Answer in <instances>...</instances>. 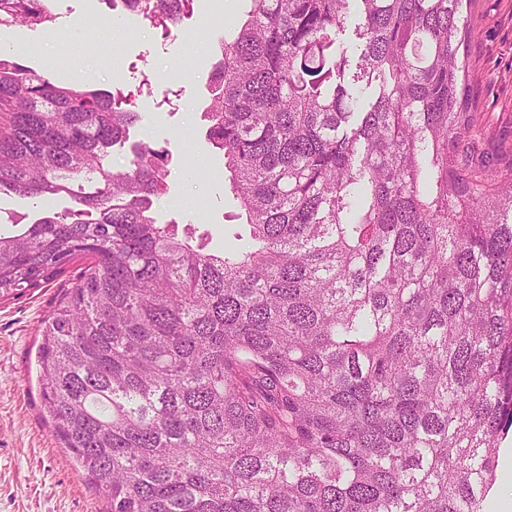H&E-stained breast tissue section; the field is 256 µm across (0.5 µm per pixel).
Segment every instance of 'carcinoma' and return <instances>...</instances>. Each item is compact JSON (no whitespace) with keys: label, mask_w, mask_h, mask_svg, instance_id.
Listing matches in <instances>:
<instances>
[{"label":"carcinoma","mask_w":512,"mask_h":512,"mask_svg":"<svg viewBox=\"0 0 512 512\" xmlns=\"http://www.w3.org/2000/svg\"><path fill=\"white\" fill-rule=\"evenodd\" d=\"M169 32L193 0H122ZM468 0H250L204 113L248 226L159 224L139 115L0 54V298L88 261L38 351L107 512H486L512 431V155L467 96ZM357 5L359 54L345 41ZM0 0V27H51ZM70 207L72 202L68 197L21 199L0 194V227L3 231L12 228V224H32L47 213H63Z\"/></svg>","instance_id":"cac0c4a2"}]
</instances>
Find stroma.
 I'll return each mask as SVG.
<instances>
[{"instance_id": "obj_1", "label": "stroma", "mask_w": 512, "mask_h": 512, "mask_svg": "<svg viewBox=\"0 0 512 512\" xmlns=\"http://www.w3.org/2000/svg\"><path fill=\"white\" fill-rule=\"evenodd\" d=\"M53 29H0V52L60 83L122 89L140 119L109 161L126 169L130 146L166 148L167 193L159 223L188 224L208 248L243 232L228 192L224 158L206 138L203 112L218 60L209 0H193L181 25L165 33L142 16L107 9L104 0H50ZM467 37L470 107L496 151H512V0H471ZM185 80L168 93L167 76ZM71 206L66 197L21 199L0 194V227L30 224ZM83 264H66L50 281L0 299V512H106L97 481L55 437L39 385L38 349L48 317Z\"/></svg>"}]
</instances>
